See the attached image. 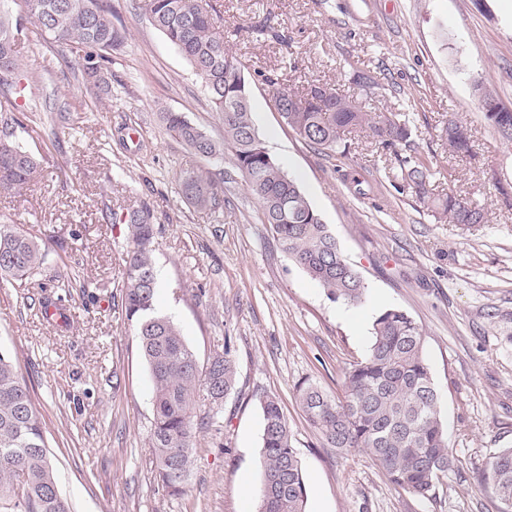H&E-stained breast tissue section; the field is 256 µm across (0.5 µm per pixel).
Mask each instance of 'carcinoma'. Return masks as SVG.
<instances>
[{
	"label": "carcinoma",
	"instance_id": "1",
	"mask_svg": "<svg viewBox=\"0 0 512 512\" xmlns=\"http://www.w3.org/2000/svg\"><path fill=\"white\" fill-rule=\"evenodd\" d=\"M28 22L66 50L63 59L83 79L98 75L99 61L109 59L125 42L126 33L112 22L103 0H26ZM148 19L184 55L224 122V144L212 141L179 112H161L169 135L192 152L219 157L231 150L235 167L245 176L284 252L335 300L361 303L366 285L344 256L299 184L274 157L260 150L250 108L236 99L234 73L241 60L226 49L216 31L206 0H149ZM12 22L0 13V96L17 98L18 64ZM274 88L273 99L284 101L285 122L310 145L336 151L345 133L365 130L383 148H411L412 131L405 121L385 114L371 116L354 101L325 85L300 95L258 73ZM473 89L483 104V117L504 145H512V110L504 107L482 80ZM19 119L0 124V192L26 185L40 161L15 138ZM448 152L471 154V129L451 116L441 128ZM403 188L422 201L431 199V162L418 152L395 153ZM181 195L198 209L222 206L223 190L203 173L186 169L180 175ZM436 212L452 224L486 222L484 208L473 199L449 192L434 200ZM130 248L123 257L122 307L138 336L139 348L153 389L154 422L150 436L158 477L173 494L188 480L194 437L193 410L201 397L216 408L236 384L237 368L229 352L202 365L169 317L156 312L157 277L153 264L156 224L144 206L121 219ZM49 240L22 229L0 225V278L23 286L42 274ZM345 395L339 399L311 382L297 386V401L322 447L369 453L391 483L426 498L452 466L441 401L424 358L423 332L405 311L389 308L373 323L371 345L364 358L344 375ZM263 434L260 448L261 487L255 512H305L307 489L300 459L291 442L288 420L277 397L261 402ZM485 479L512 512V448L488 463ZM0 512H70L61 497L48 452L42 416L25 378L13 359L0 351Z\"/></svg>",
	"mask_w": 512,
	"mask_h": 512
}]
</instances>
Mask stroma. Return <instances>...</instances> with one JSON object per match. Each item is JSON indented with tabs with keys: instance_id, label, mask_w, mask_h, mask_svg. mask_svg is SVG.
I'll list each match as a JSON object with an SVG mask.
<instances>
[{
	"instance_id": "stroma-1",
	"label": "stroma",
	"mask_w": 512,
	"mask_h": 512,
	"mask_svg": "<svg viewBox=\"0 0 512 512\" xmlns=\"http://www.w3.org/2000/svg\"><path fill=\"white\" fill-rule=\"evenodd\" d=\"M126 32L103 72L84 83L26 22L25 0H0L21 21L16 50L25 104L19 144L41 166L23 191L0 194V223L50 239L45 269L77 281L46 321L39 298L0 280V351L15 361L45 422L57 486L72 512H244L256 502L263 420L275 395L307 486V512H501L485 468L512 448V209L489 182L512 183V148L484 120V80L512 107V7L506 0H209L250 85L253 123L367 286L362 303L332 299L283 252L232 153L192 154L158 119L180 112L214 141L224 124L181 52L154 28L148 0H107ZM377 87L356 83L358 72ZM270 75L297 91L323 84L365 112L404 115L433 164L434 194L484 206L486 223L437 220L401 191L394 155L365 133L345 153L306 144L273 107ZM466 120L473 157L449 155L438 130ZM188 168L222 184L224 207L185 203ZM150 206L158 227L156 309L199 362L226 351L237 384L220 411L197 405L192 470L182 494L156 477L152 383L121 306L128 241L118 219ZM407 312L442 401L454 467L429 498L393 485L370 454L324 448L296 400L305 380L343 396L344 373L367 352L384 309Z\"/></svg>"
}]
</instances>
